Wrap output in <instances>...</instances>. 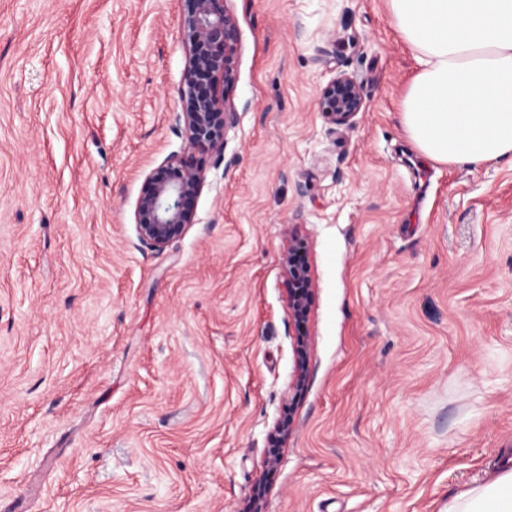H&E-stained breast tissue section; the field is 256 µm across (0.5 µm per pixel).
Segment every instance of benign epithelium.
<instances>
[{"label": "benign epithelium", "instance_id": "benign-epithelium-1", "mask_svg": "<svg viewBox=\"0 0 512 512\" xmlns=\"http://www.w3.org/2000/svg\"><path fill=\"white\" fill-rule=\"evenodd\" d=\"M181 24L190 40L189 64L181 88L191 109L177 116L183 121L188 147L201 152L224 148L226 128L234 121L233 112L219 98L218 77L234 80L233 58L236 52L237 24L227 13L224 0H183ZM319 101L333 123L349 124L351 118L364 111V100L358 80L341 73L321 89ZM199 167L185 158L170 157L151 171L144 193L138 198L135 229L139 242L155 251L183 236L195 224L194 201L202 186ZM294 240L288 241L283 256V269L288 283V310L295 326L307 318L312 296L308 268L299 267L293 258ZM288 437V424L276 423L264 465L274 466L280 443Z\"/></svg>", "mask_w": 512, "mask_h": 512}]
</instances>
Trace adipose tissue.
Listing matches in <instances>:
<instances>
[{
    "instance_id": "1",
    "label": "adipose tissue",
    "mask_w": 512,
    "mask_h": 512,
    "mask_svg": "<svg viewBox=\"0 0 512 512\" xmlns=\"http://www.w3.org/2000/svg\"><path fill=\"white\" fill-rule=\"evenodd\" d=\"M418 68L400 104L429 161L512 163V0H387ZM446 512H512V459L449 498Z\"/></svg>"
}]
</instances>
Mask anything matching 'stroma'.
<instances>
[{
    "label": "stroma",
    "instance_id": "35a3bbf8",
    "mask_svg": "<svg viewBox=\"0 0 512 512\" xmlns=\"http://www.w3.org/2000/svg\"><path fill=\"white\" fill-rule=\"evenodd\" d=\"M224 5L237 120L201 154L181 0H0V512H250L260 481L263 512H444L512 449V164L412 148L386 0ZM173 155L195 222L150 250L135 204ZM319 101L334 124L347 125L358 112L364 111V100L358 80L341 73L328 81L321 89ZM296 241L289 240L283 256V269L288 283V310L294 325L299 328L310 309L312 289L308 267H299L293 258Z\"/></svg>",
    "mask_w": 512,
    "mask_h": 512
}]
</instances>
